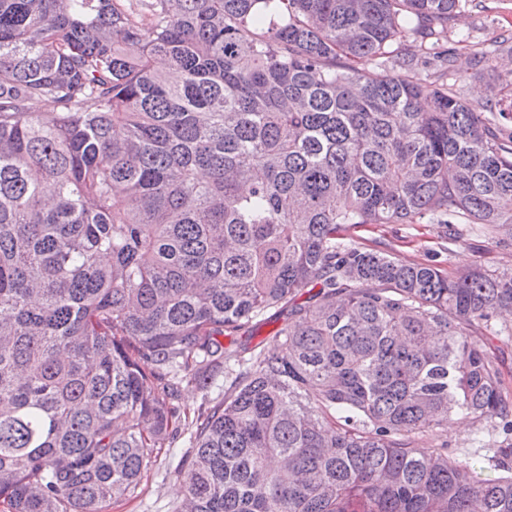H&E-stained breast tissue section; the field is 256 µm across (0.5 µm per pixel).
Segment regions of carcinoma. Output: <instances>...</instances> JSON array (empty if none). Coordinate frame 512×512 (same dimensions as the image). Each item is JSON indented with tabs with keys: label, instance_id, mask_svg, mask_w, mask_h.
Segmentation results:
<instances>
[{
	"label": "carcinoma",
	"instance_id": "1",
	"mask_svg": "<svg viewBox=\"0 0 512 512\" xmlns=\"http://www.w3.org/2000/svg\"><path fill=\"white\" fill-rule=\"evenodd\" d=\"M477 7L0 0L4 512H110L186 433L176 512H512V395L470 341L512 334V267L342 237L512 239V35L465 70L448 47ZM273 309L276 349L224 347ZM221 378L181 410L182 384ZM456 416L497 476L449 449ZM460 237L449 240L441 224H371L347 232L361 246L395 253L415 262L432 261L454 271L474 264L512 267L511 246L502 233L475 224H458Z\"/></svg>",
	"mask_w": 512,
	"mask_h": 512
}]
</instances>
